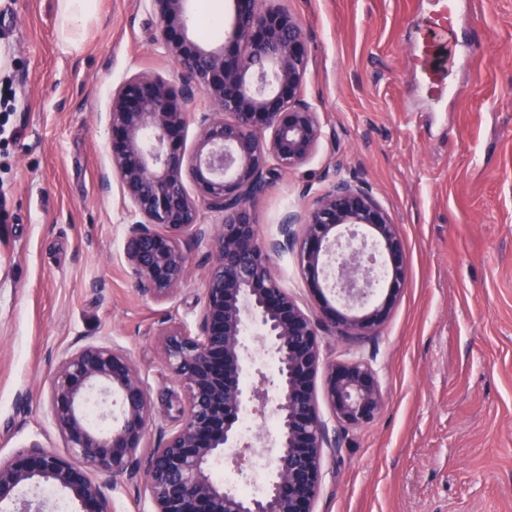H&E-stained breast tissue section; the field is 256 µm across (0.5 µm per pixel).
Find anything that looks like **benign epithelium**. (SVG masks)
Here are the masks:
<instances>
[{
	"mask_svg": "<svg viewBox=\"0 0 512 512\" xmlns=\"http://www.w3.org/2000/svg\"><path fill=\"white\" fill-rule=\"evenodd\" d=\"M148 2L158 41L188 78L176 88L143 72L112 91V171L136 217L127 227L125 260L136 288L168 299L188 272L183 244L205 240L211 250L198 326L163 334L164 361L186 402L145 473L153 512H314L325 449L340 447L341 432L373 421L383 404L373 366L323 360L320 336L362 337L384 320L404 285L402 242L388 211L343 179L313 207L285 215L277 238L262 240L254 203L266 176L306 163L323 137L318 112L303 99L310 34L281 0H265L263 10L256 0H232L224 45L206 49L190 32L188 0ZM198 95L209 109L196 117L197 141L187 154L188 105ZM211 214L221 222L208 223ZM288 250L296 251L319 298L317 314L304 311L271 272L272 255ZM377 271L387 296L372 305ZM252 325L261 327L258 342L277 369L250 389L244 376L255 364L246 336ZM319 379L338 431L320 415ZM93 402L102 420L119 406L117 422L95 426ZM256 402L270 408L277 430L245 441L241 416ZM50 409L64 451L34 441L1 461L0 506L44 512L22 491L51 486L78 512H112L95 475L124 473L141 448L155 421L148 381L121 348L86 343L60 363ZM220 455L245 480L252 459L267 457L264 490L246 497L215 481L210 463Z\"/></svg>",
	"mask_w": 512,
	"mask_h": 512,
	"instance_id": "benign-epithelium-1",
	"label": "benign epithelium"
}]
</instances>
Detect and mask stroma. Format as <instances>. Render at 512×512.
I'll use <instances>...</instances> for the list:
<instances>
[{"label": "stroma", "instance_id": "35a3bbf8", "mask_svg": "<svg viewBox=\"0 0 512 512\" xmlns=\"http://www.w3.org/2000/svg\"><path fill=\"white\" fill-rule=\"evenodd\" d=\"M311 34L304 99L324 136L301 167L273 172L256 201L263 238L333 179L367 189L405 248V284L366 338L329 332L328 361L368 360L378 418L326 450L315 512H512V0H455L428 37L436 0H282ZM146 0H97L80 50L58 0H0V79L16 90L0 141V460L31 442L63 450L51 380L77 346L126 350L155 421L128 473L100 476L115 512H152L143 476L185 394L160 344L195 326L208 269L189 243L177 295L135 288L130 216L111 170L106 111L140 72L181 84ZM272 273L306 310L318 300L295 253Z\"/></svg>", "mask_w": 512, "mask_h": 512}]
</instances>
